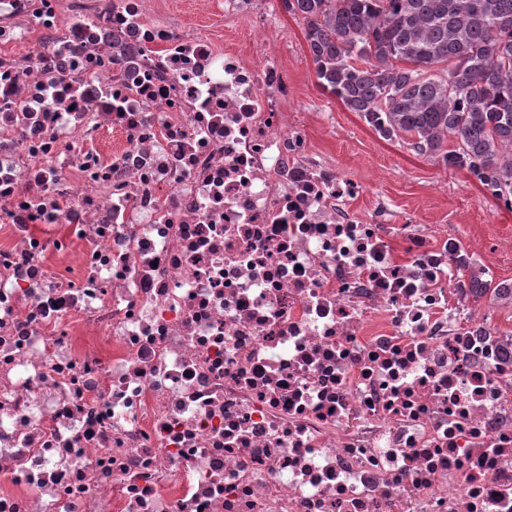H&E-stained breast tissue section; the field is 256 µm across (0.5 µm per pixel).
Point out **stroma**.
Masks as SVG:
<instances>
[{
    "instance_id": "obj_1",
    "label": "stroma",
    "mask_w": 512,
    "mask_h": 512,
    "mask_svg": "<svg viewBox=\"0 0 512 512\" xmlns=\"http://www.w3.org/2000/svg\"><path fill=\"white\" fill-rule=\"evenodd\" d=\"M167 8L183 28L206 29L225 47L246 50L247 22L225 19L213 5L198 9L190 0H168ZM270 37L295 89L288 104L290 121L305 127L316 159L367 183L353 208L385 210L390 223L420 225L433 240L453 238L485 279L512 280V210L486 195L468 173L417 155L404 142L383 140L356 113L322 92L300 18L275 7Z\"/></svg>"
}]
</instances>
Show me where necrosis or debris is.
Masks as SVG:
<instances>
[{
    "instance_id": "necrosis-or-debris-1",
    "label": "necrosis or debris",
    "mask_w": 512,
    "mask_h": 512,
    "mask_svg": "<svg viewBox=\"0 0 512 512\" xmlns=\"http://www.w3.org/2000/svg\"><path fill=\"white\" fill-rule=\"evenodd\" d=\"M248 18L0 0V512H512V337L351 202ZM192 0H169L168 11L179 20L185 29L203 28L218 38L225 47L246 51L250 40V26L244 21H231L212 3L208 10H198L189 4Z\"/></svg>"
}]
</instances>
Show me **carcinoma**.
<instances>
[{
    "mask_svg": "<svg viewBox=\"0 0 512 512\" xmlns=\"http://www.w3.org/2000/svg\"><path fill=\"white\" fill-rule=\"evenodd\" d=\"M301 18L317 85L384 140L473 176L512 208V0H282ZM454 296L512 290L465 276Z\"/></svg>",
    "mask_w": 512,
    "mask_h": 512,
    "instance_id": "1",
    "label": "carcinoma"
}]
</instances>
